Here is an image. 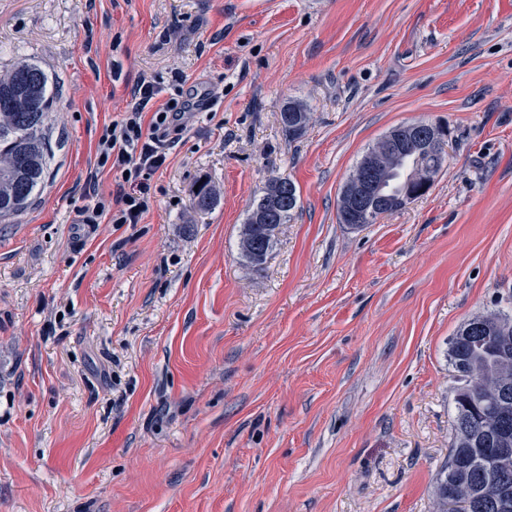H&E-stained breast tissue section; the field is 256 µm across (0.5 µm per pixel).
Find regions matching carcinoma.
Masks as SVG:
<instances>
[{
	"instance_id": "carcinoma-1",
	"label": "carcinoma",
	"mask_w": 512,
	"mask_h": 512,
	"mask_svg": "<svg viewBox=\"0 0 512 512\" xmlns=\"http://www.w3.org/2000/svg\"><path fill=\"white\" fill-rule=\"evenodd\" d=\"M52 96L42 68L26 61L0 76V223L22 212L46 177L48 146L44 134ZM310 121V112L293 101L280 112L288 135L300 137ZM444 156L420 157L414 153L387 159L378 194L392 212L405 207L411 192L424 182H435ZM289 201L274 214L273 223L288 222L298 206L294 182ZM217 192L207 182L192 191L193 207L208 211ZM270 207V186L250 206L242 224L239 249L246 267L257 272L265 260L254 257L246 243L262 236L253 224L255 214ZM512 336V316L501 312L476 315L458 328L449 348L456 372L454 422L448 460L437 472L434 486L436 512L458 505L461 512H501L502 492L512 495V467L497 464V449L504 435L512 437V408L503 405L501 388L512 381V350L504 349L500 337Z\"/></svg>"
}]
</instances>
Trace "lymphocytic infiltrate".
Masks as SVG:
<instances>
[{"label":"lymphocytic infiltrate","instance_id":"obj_1","mask_svg":"<svg viewBox=\"0 0 512 512\" xmlns=\"http://www.w3.org/2000/svg\"><path fill=\"white\" fill-rule=\"evenodd\" d=\"M159 93L156 81L140 79L129 92V110L104 129L98 141L97 164L119 172L123 186L113 203L100 199L86 209L85 223H97L104 216L118 227L140 223L147 211L152 175L165 166L169 149L178 142L189 120L215 104L212 94L204 92L182 100L172 98L151 108Z\"/></svg>","mask_w":512,"mask_h":512}]
</instances>
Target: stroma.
I'll list each match as a JSON object with an SVG mask.
<instances>
[{"label": "stroma", "mask_w": 512, "mask_h": 512, "mask_svg": "<svg viewBox=\"0 0 512 512\" xmlns=\"http://www.w3.org/2000/svg\"><path fill=\"white\" fill-rule=\"evenodd\" d=\"M21 61L54 94L45 181L0 223V512H436L450 342L512 315V0H0V75ZM144 74L215 112L141 223H84ZM414 122L448 130L432 188L340 224L367 149ZM276 177L299 206L253 272L241 226ZM310 121V112L301 104L288 101L280 112V123L288 136L301 137Z\"/></svg>", "instance_id": "obj_1"}]
</instances>
